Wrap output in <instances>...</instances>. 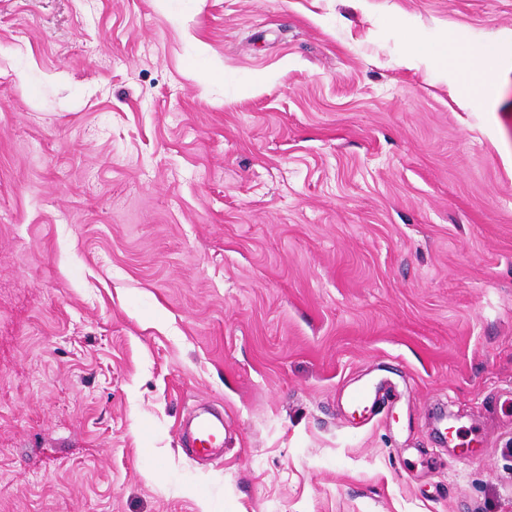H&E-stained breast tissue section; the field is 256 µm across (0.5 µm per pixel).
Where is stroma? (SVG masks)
<instances>
[{"instance_id":"obj_1","label":"stroma","mask_w":512,"mask_h":512,"mask_svg":"<svg viewBox=\"0 0 512 512\" xmlns=\"http://www.w3.org/2000/svg\"><path fill=\"white\" fill-rule=\"evenodd\" d=\"M0 512H512V0H0ZM502 54V47L497 43H488L471 56L470 70L475 74L476 86L480 94L490 97L494 94L493 75ZM221 421L208 416H197L193 430L189 435V447L191 451L199 456H209L217 447L221 446L223 439V429L220 427Z\"/></svg>"}]
</instances>
